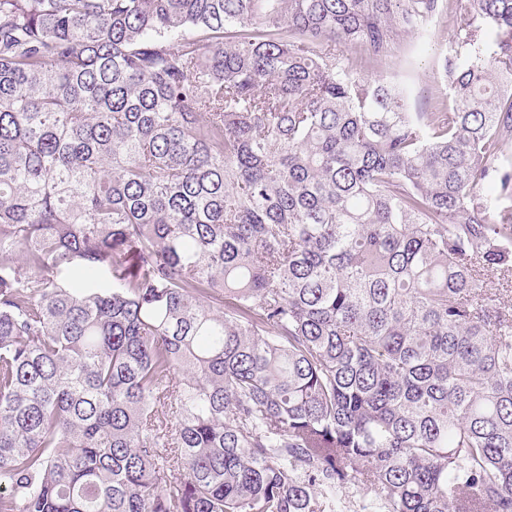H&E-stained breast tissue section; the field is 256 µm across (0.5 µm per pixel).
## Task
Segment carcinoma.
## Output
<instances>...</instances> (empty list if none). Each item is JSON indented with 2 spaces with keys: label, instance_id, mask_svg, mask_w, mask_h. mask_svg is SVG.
I'll list each match as a JSON object with an SVG mask.
<instances>
[{
  "label": "carcinoma",
  "instance_id": "obj_1",
  "mask_svg": "<svg viewBox=\"0 0 512 512\" xmlns=\"http://www.w3.org/2000/svg\"><path fill=\"white\" fill-rule=\"evenodd\" d=\"M447 8L0 0V512H512V0L361 74ZM447 1L448 11L422 38H402L386 61L366 72L391 77L404 85L413 112H438L442 104H448V89L438 72L437 61L465 25L467 16L457 6L460 0Z\"/></svg>",
  "mask_w": 512,
  "mask_h": 512
}]
</instances>
